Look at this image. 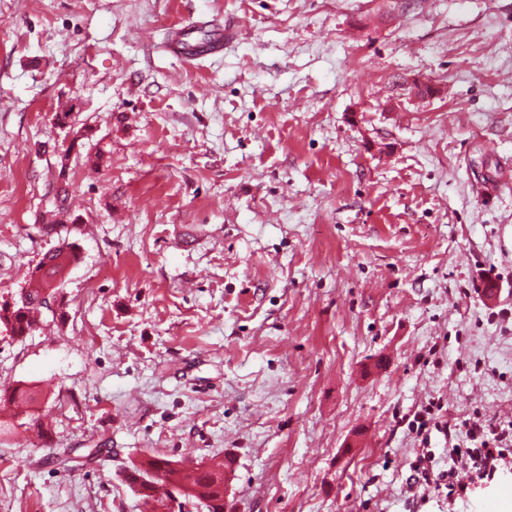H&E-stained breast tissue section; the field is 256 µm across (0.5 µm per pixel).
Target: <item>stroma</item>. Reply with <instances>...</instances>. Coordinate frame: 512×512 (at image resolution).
<instances>
[{"label": "stroma", "mask_w": 512, "mask_h": 512, "mask_svg": "<svg viewBox=\"0 0 512 512\" xmlns=\"http://www.w3.org/2000/svg\"><path fill=\"white\" fill-rule=\"evenodd\" d=\"M199 20L237 34L168 53ZM65 153L82 260L0 326L45 424L0 512H165L153 455L231 459L232 512H408L421 405L512 420V0H0V304Z\"/></svg>", "instance_id": "obj_1"}]
</instances>
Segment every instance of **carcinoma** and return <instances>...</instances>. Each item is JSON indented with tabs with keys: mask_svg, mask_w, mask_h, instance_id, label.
Returning a JSON list of instances; mask_svg holds the SVG:
<instances>
[{
	"mask_svg": "<svg viewBox=\"0 0 512 512\" xmlns=\"http://www.w3.org/2000/svg\"><path fill=\"white\" fill-rule=\"evenodd\" d=\"M77 223L78 217L59 207L53 218L41 225L43 235L56 239V244L29 272L28 288L20 302L0 306V325L10 331L11 337L24 338L38 327L43 309L42 294L49 287L48 276L64 272L82 260L79 245L72 236ZM36 396L34 388L22 383L0 390V406L16 407L13 420H0V436L13 434L20 427L42 429L34 410ZM129 479L138 483L148 499L153 498L151 492L160 486L164 493L157 498L159 502L176 494L194 506L204 505L208 512H224V460L218 457L193 469L183 468L168 459L147 457L132 465Z\"/></svg>",
	"mask_w": 512,
	"mask_h": 512,
	"instance_id": "cac0c4a2",
	"label": "carcinoma"
}]
</instances>
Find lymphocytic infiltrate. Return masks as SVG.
Here are the masks:
<instances>
[{"instance_id":"obj_1","label":"lymphocytic infiltrate","mask_w":512,"mask_h":512,"mask_svg":"<svg viewBox=\"0 0 512 512\" xmlns=\"http://www.w3.org/2000/svg\"><path fill=\"white\" fill-rule=\"evenodd\" d=\"M444 403L429 400L414 413L410 430L419 443L410 463V493L431 489L445 493L450 502L469 501L474 485L494 480L512 469V421L507 423L474 416L448 422ZM442 434L448 444V466L438 468L430 448L432 433Z\"/></svg>"}]
</instances>
